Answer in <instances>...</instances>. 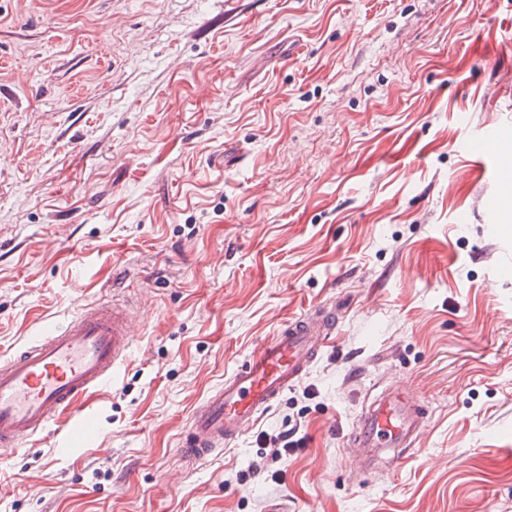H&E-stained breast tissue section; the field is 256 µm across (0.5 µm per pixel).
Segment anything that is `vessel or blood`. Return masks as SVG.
<instances>
[{
    "label": "vessel or blood",
    "instance_id": "b4317fda",
    "mask_svg": "<svg viewBox=\"0 0 512 512\" xmlns=\"http://www.w3.org/2000/svg\"><path fill=\"white\" fill-rule=\"evenodd\" d=\"M499 133L471 140L469 156L478 165L493 158ZM336 315L315 306L288 321L277 336L253 352L223 386L198 407L178 454L188 462L210 457L239 439L244 426L300 381L334 330ZM129 323L116 307L81 309L0 364V449L13 448L63 420L61 438L84 446L92 419L80 411L85 396L105 388L130 346ZM424 406L408 405L398 393L376 402L362 418L357 438L365 448L409 449L424 418Z\"/></svg>",
    "mask_w": 512,
    "mask_h": 512
}]
</instances>
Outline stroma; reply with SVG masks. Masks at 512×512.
<instances>
[{"mask_svg": "<svg viewBox=\"0 0 512 512\" xmlns=\"http://www.w3.org/2000/svg\"><path fill=\"white\" fill-rule=\"evenodd\" d=\"M509 45L512 0H0V361L138 310L91 444L21 443L0 512H512V182L466 150L512 130ZM316 304L336 331L302 380L182 460L207 394ZM392 388L426 417L368 468Z\"/></svg>", "mask_w": 512, "mask_h": 512, "instance_id": "1", "label": "stroma"}]
</instances>
